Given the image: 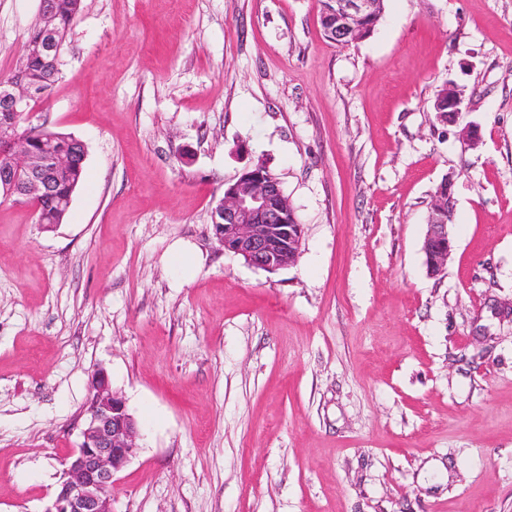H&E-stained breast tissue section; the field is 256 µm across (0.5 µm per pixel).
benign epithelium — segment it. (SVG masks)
Returning a JSON list of instances; mask_svg holds the SVG:
<instances>
[{
    "label": "benign epithelium",
    "instance_id": "obj_1",
    "mask_svg": "<svg viewBox=\"0 0 512 512\" xmlns=\"http://www.w3.org/2000/svg\"><path fill=\"white\" fill-rule=\"evenodd\" d=\"M376 0H341L331 11L325 34L330 41L355 40L374 12ZM41 52L60 56L57 34L43 29ZM30 86L20 80L0 90V144L15 147L14 160L0 165V189L4 198L38 210L50 197L57 182L74 160H85V146L74 140L69 154L46 151L32 160L15 139L16 120L33 110ZM214 234L224 249L267 271L294 264L303 236V225L294 221V211L279 182L257 164L245 169L224 188L214 219ZM453 224L448 221V197L434 198L428 218L423 252L427 271L438 276L447 268L453 250ZM81 443L64 462L60 490L43 512H112L110 488L116 473L135 456L137 426L126 402L112 390L107 373L99 369L91 376L90 393L80 429Z\"/></svg>",
    "mask_w": 512,
    "mask_h": 512
}]
</instances>
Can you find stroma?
<instances>
[{
  "label": "stroma",
  "instance_id": "1",
  "mask_svg": "<svg viewBox=\"0 0 512 512\" xmlns=\"http://www.w3.org/2000/svg\"><path fill=\"white\" fill-rule=\"evenodd\" d=\"M38 15L0 0V73ZM59 71L69 212L0 204V512H43L99 369L138 428L113 512H512V0H387L346 47L317 0H83ZM258 163L303 226L273 272L211 224ZM457 89L451 84L444 85L438 92L433 104L432 112H435V118L437 119L439 112H444L442 121L448 123H457L463 112V98L459 94L458 98L448 99L449 96L456 94ZM448 101V112L445 103ZM438 120V119H437ZM443 182L437 187L435 195L447 192V188L442 185ZM448 195L438 194L434 198L423 242L427 271L432 276L444 273L454 246V224L448 221Z\"/></svg>",
  "mask_w": 512,
  "mask_h": 512
}]
</instances>
